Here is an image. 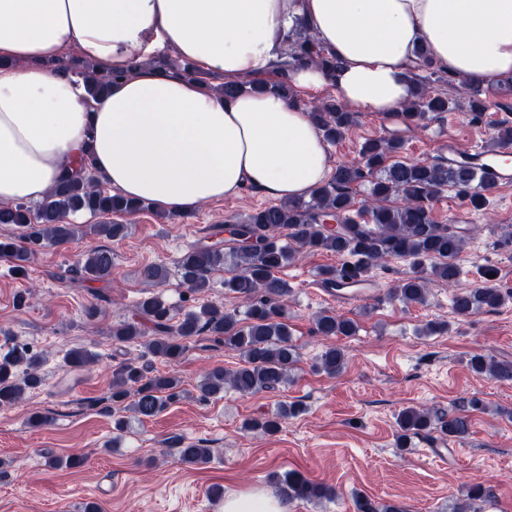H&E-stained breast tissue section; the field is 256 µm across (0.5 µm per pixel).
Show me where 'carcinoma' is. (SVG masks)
<instances>
[{
    "instance_id": "1",
    "label": "carcinoma",
    "mask_w": 512,
    "mask_h": 512,
    "mask_svg": "<svg viewBox=\"0 0 512 512\" xmlns=\"http://www.w3.org/2000/svg\"><path fill=\"white\" fill-rule=\"evenodd\" d=\"M418 73L414 74L415 92L404 104L401 117L405 122L425 129L458 103L438 93L434 84L449 83L452 75L435 67L428 49H417ZM302 61L318 65L328 72L336 71L339 60L326 52L307 26L293 28L272 63L277 80L256 78L226 81L217 85L188 64H179L167 56L137 61V65L160 70H177L205 84L215 94L226 99L246 93H270L294 98L289 82L291 68ZM94 100L104 96L110 82L120 73L103 75L95 64L76 72ZM460 91L469 93V115L480 121L488 109L480 93L466 83ZM309 116L325 140L334 144L356 123V113L350 111L341 98L331 97L309 109ZM512 143V120L496 123V135L491 147ZM403 141L397 137H378L364 142L358 158L336 166L330 180L315 187L307 198L284 199L276 205L255 210L231 229V239L205 240L185 252L177 262V275L182 285L193 294L210 288L212 274L229 268L239 273L224 279V288L242 300L244 318L211 303L189 309L181 315L156 295L145 297L136 305L135 319L112 329V338L120 343L139 342L147 352L169 364L178 362L186 346L183 340L205 331L224 347L239 353L243 364L228 369L212 368L199 384L201 397L209 398L229 388L240 394L274 391L288 382L298 361L288 325L284 322L285 306L291 293L288 283L276 276L288 264L298 248L330 252L343 259L336 267L321 271L322 280L344 288L363 282L370 270L389 257H399L411 264L410 273L399 280L394 297L405 305L424 303L428 287L438 282L453 288L461 275V254L465 238L463 230L453 224H439L432 216L431 202L451 189L466 205L481 210L489 204L492 184L478 170L472 158L462 156L452 162L444 159L409 162L398 159ZM369 181V192L361 207H355L351 195L354 186ZM149 204L127 199L119 193L102 188V177L84 158L75 173L62 178L35 204L24 202L0 205V224H13L22 236L0 240V257L8 259L13 268L24 270L30 254L36 248L65 244L83 236L120 239L125 236V224H86L70 222V217L89 212L96 214H127L143 210ZM112 250L90 246L70 269L71 280L108 282L112 276ZM170 273L161 264H149L140 270L141 279L153 285L167 282ZM503 301L497 288L461 289L452 298L454 312L468 317ZM317 333L333 339L351 336L356 331L354 320L325 310L315 318ZM94 355L82 347L69 350L64 358L67 366L87 368ZM40 358L24 346H15L0 356V407L19 401L25 391L42 384ZM472 371L487 374L502 381H512V363H501L491 357L475 354L469 360ZM346 358L337 347L330 345L322 352L317 369L334 376L345 368ZM180 380L170 374L145 376V368L134 361L118 365L112 372V415L117 430L125 427L120 406L134 397L132 409L141 418H152L161 412L167 399L175 395ZM301 407L284 404L268 417L251 419L244 428L273 434L281 420L296 416ZM437 420L441 433L461 439L469 432V419L462 414L434 415L429 410L414 407L397 415L396 438L403 448L411 437L431 430ZM181 463L195 466L207 463L211 449L197 442L172 440ZM288 495L305 501L328 500L336 497L335 489L316 483L299 471L284 476ZM486 498L484 489L476 485L467 499L457 505V512H477L474 502ZM358 512H404L395 504L376 503L367 498L356 499Z\"/></svg>"
}]
</instances>
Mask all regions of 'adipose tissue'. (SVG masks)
Listing matches in <instances>:
<instances>
[{"label":"adipose tissue","mask_w":512,"mask_h":512,"mask_svg":"<svg viewBox=\"0 0 512 512\" xmlns=\"http://www.w3.org/2000/svg\"><path fill=\"white\" fill-rule=\"evenodd\" d=\"M299 23L341 66H298L292 86L334 85L366 112L392 114L411 99L422 44L470 82L512 77V0H0V204L39 201L87 154L110 189L164 212L245 190L308 196L330 167L297 104L272 94L227 101L135 64L174 46L228 79L263 74ZM72 46L119 73L101 101L62 70Z\"/></svg>","instance_id":"1"}]
</instances>
